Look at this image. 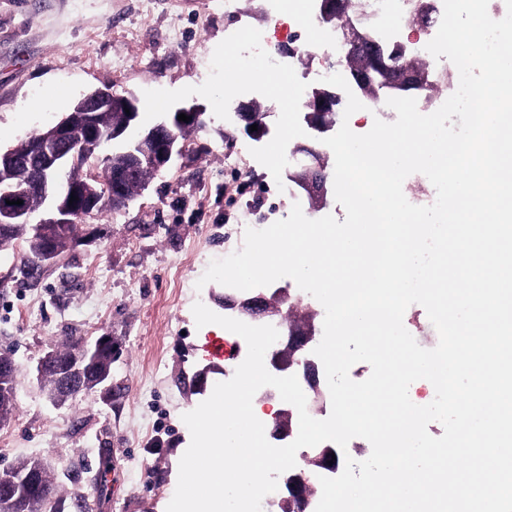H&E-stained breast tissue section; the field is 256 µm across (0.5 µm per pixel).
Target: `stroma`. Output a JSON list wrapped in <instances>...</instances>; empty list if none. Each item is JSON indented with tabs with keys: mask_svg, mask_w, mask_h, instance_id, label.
<instances>
[{
	"mask_svg": "<svg viewBox=\"0 0 512 512\" xmlns=\"http://www.w3.org/2000/svg\"><path fill=\"white\" fill-rule=\"evenodd\" d=\"M269 46L242 51L246 25ZM293 19L267 0H0V147L9 148L69 112L86 94L112 87L167 111L198 106L203 125L185 151L128 208H102L58 264L21 272L25 244L0 251V352L18 369L11 422L0 427V464L46 459L63 512H166L191 435L182 420L202 395L183 377L207 369L209 384L237 351L214 325L196 327L195 302L220 312L227 286L197 281L246 229L292 204L273 187L284 167L270 145L320 147L303 112L275 104L268 50L302 45ZM336 54L311 49L294 62L300 95L319 85ZM270 104L268 131L252 136L236 112ZM291 135H284V128ZM111 333L120 351L112 392L55 406L36 379L47 347L73 336Z\"/></svg>",
	"mask_w": 512,
	"mask_h": 512,
	"instance_id": "1",
	"label": "stroma"
}]
</instances>
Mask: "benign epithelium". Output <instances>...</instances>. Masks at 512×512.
Returning a JSON list of instances; mask_svg holds the SVG:
<instances>
[{"label": "benign epithelium", "instance_id": "1", "mask_svg": "<svg viewBox=\"0 0 512 512\" xmlns=\"http://www.w3.org/2000/svg\"><path fill=\"white\" fill-rule=\"evenodd\" d=\"M334 0H320V13L327 22L336 21L340 30V45L365 49V64L348 71L350 84L362 96L375 101L400 97L412 90L430 87L428 76H419L395 63V54H404L402 47L394 48L390 54L376 48L375 40L363 26L357 15L334 17ZM119 100L129 110L126 123L136 120L140 111L139 100L131 93H120L111 89L90 93L79 103L78 111L68 114L48 127L42 137L32 143L27 152L19 156L9 148L0 151V166L10 177L0 180V248L14 246V228L31 225L44 241L37 259L42 266L58 262L74 247L69 236V227L93 217L104 204L125 208L132 201L126 187L135 176V167L148 160L155 174L166 170L174 155L185 151L178 130L196 125L199 110L194 106L182 107L168 113V118L144 131L133 149L128 151L134 165L103 167L99 165V152L103 145L114 139L121 128H106L101 124V113L112 110L113 101ZM341 96L326 87L312 91L305 103L306 120L325 131L329 125L315 119L317 113L338 107ZM186 114L192 120L183 122L178 115ZM295 152L312 158V162L301 165L288 176L296 182V188L309 201V209L317 210L327 202V177L320 166L319 152L309 146H300ZM77 200L70 201L71 196ZM36 196L45 207L44 217L30 224L33 211L27 205H11L6 201L28 200ZM283 294L279 289L267 294L263 291L249 296L234 294L224 296V309L234 312V317L247 324L273 322L281 313ZM319 329L308 319L294 322L288 332L270 353L272 370L278 373H297L306 387L321 396L320 368L317 362L305 356V350L316 340ZM118 348L112 334L104 333L93 341L80 340L69 354L59 357L56 349H48L38 360L35 372L39 381L48 373L54 374L59 393L52 401L62 406L74 397V393H89L111 388V367L105 362L118 358ZM292 413H282L272 431L276 440L291 437ZM310 476L301 470L285 477L291 500L304 509L314 497L309 486ZM41 469L21 470L14 466L0 469V512H26V498L39 493Z\"/></svg>", "mask_w": 512, "mask_h": 512}]
</instances>
